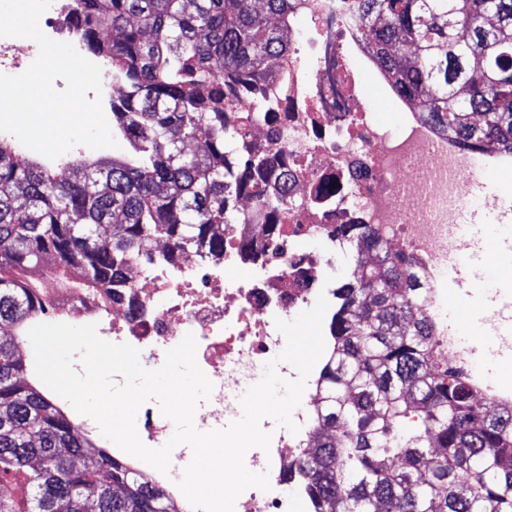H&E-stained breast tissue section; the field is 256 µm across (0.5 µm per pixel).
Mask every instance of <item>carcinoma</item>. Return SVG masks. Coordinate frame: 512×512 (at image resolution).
<instances>
[{"instance_id":"cac0c4a2","label":"carcinoma","mask_w":512,"mask_h":512,"mask_svg":"<svg viewBox=\"0 0 512 512\" xmlns=\"http://www.w3.org/2000/svg\"><path fill=\"white\" fill-rule=\"evenodd\" d=\"M297 0H71L69 26L112 66V133L128 158L46 167L0 138V512H179L23 379V329L51 306L35 270L112 298L131 260L217 252L236 200L268 220L265 152L233 112L288 61ZM357 23L397 93L471 149L512 152V0H363ZM337 288L318 436L296 474L315 512H512V409L480 404L430 357L409 316L425 288L405 254L376 250ZM422 424L405 431L412 407Z\"/></svg>"}]
</instances>
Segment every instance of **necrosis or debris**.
I'll return each mask as SVG.
<instances>
[{"mask_svg":"<svg viewBox=\"0 0 512 512\" xmlns=\"http://www.w3.org/2000/svg\"><path fill=\"white\" fill-rule=\"evenodd\" d=\"M358 5L359 0H299L296 13L307 25L290 32L288 77L263 86L276 107L244 120L250 141L272 158L264 188L276 191L277 172L288 173V204L275 223L257 215L251 201L239 199L240 221L225 225L222 251L171 261L165 247H155L151 263L129 265L126 285L114 289L111 303L73 291L53 314L61 323L96 324L109 342L130 343L150 370L193 334L197 364L214 385L199 403L198 430L222 429L235 418L233 393L257 379L285 347L277 320H293L321 293L335 301L336 286L325 278L343 259L361 270V261L351 258L355 244L337 233L342 224L369 225L390 253L413 258L426 288L418 310L435 325L439 362L468 369L476 395L487 405L512 406V387L474 371L477 341L448 332L444 268L450 252L470 246L459 225L466 213L479 209L471 185L486 168L511 169L512 153L467 149L437 132L402 97L397 100L402 123L394 128L380 123L360 71L373 70L377 87H388L389 81L377 71L354 21ZM319 377V370H312L292 414L299 432L262 421L272 435L270 449L249 450L245 462L268 472L270 489L250 488L240 495L248 512H313L304 488L288 493L283 486L291 464L320 430Z\"/></svg>","mask_w":512,"mask_h":512,"instance_id":"4bbe7bcc","label":"necrosis or debris"}]
</instances>
